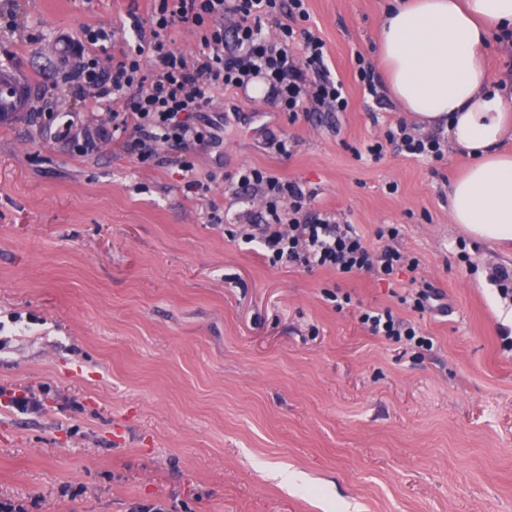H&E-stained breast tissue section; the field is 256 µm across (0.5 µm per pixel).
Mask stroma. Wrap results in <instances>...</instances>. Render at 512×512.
Segmentation results:
<instances>
[{"mask_svg":"<svg viewBox=\"0 0 512 512\" xmlns=\"http://www.w3.org/2000/svg\"><path fill=\"white\" fill-rule=\"evenodd\" d=\"M391 2L308 0L347 111L292 124L266 96L220 89L210 117L222 143L161 144L139 164L113 145L110 106L62 75L83 25L111 29L100 52L111 64L150 0H0V68L33 89L0 125V501L24 512H512V302L493 280L512 269V242L450 223L448 184L467 157L355 156L405 118L356 76ZM283 134L287 157L271 145ZM87 139L93 150L76 152ZM244 167L315 190L316 208L369 247L397 225L419 268L390 286L270 266L242 237L262 221L261 193L227 181ZM190 177L200 191L186 190ZM413 277L439 293L438 309L402 303ZM336 293L351 305L337 309ZM362 308L415 323L432 349L371 335ZM23 394L39 408L14 411Z\"/></svg>","mask_w":512,"mask_h":512,"instance_id":"35a3bbf8","label":"stroma"}]
</instances>
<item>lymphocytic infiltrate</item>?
<instances>
[{
  "label": "lymphocytic infiltrate",
  "instance_id": "1",
  "mask_svg": "<svg viewBox=\"0 0 512 512\" xmlns=\"http://www.w3.org/2000/svg\"><path fill=\"white\" fill-rule=\"evenodd\" d=\"M309 18L307 0H152L149 26L140 30L134 51L104 69L93 49L108 42L111 32L83 27L90 52L63 79L111 104L115 144L142 164L153 158L158 143L211 141L212 132L197 119L210 108L218 89H244L263 80L268 97L292 124L314 112L346 111L344 84L332 75L325 43L308 28ZM272 24L277 27L273 37L267 33ZM182 30L194 35L198 53L174 49L173 35ZM147 52L156 60L155 69L143 67ZM389 146L414 160L439 162L445 155L438 137L420 135L403 122L387 125L366 152L377 160ZM231 181L262 193L265 222L245 240L258 242L271 264L327 268L343 277L371 272L387 283L420 264L393 246L399 235L395 225L377 231L378 238L389 239V246L371 249L353 225L312 210L315 194L298 182L257 167L239 169ZM358 319L372 335L424 350L433 346L419 327L390 309H366Z\"/></svg>",
  "mask_w": 512,
  "mask_h": 512
}]
</instances>
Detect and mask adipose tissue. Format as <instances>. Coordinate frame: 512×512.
<instances>
[{"label":"adipose tissue","instance_id":"ef3b65f1","mask_svg":"<svg viewBox=\"0 0 512 512\" xmlns=\"http://www.w3.org/2000/svg\"><path fill=\"white\" fill-rule=\"evenodd\" d=\"M512 25V0H400L380 19L376 56L390 97L420 123L444 129L473 158L448 188L452 223L489 242L512 241V101L490 82L491 28Z\"/></svg>","mask_w":512,"mask_h":512}]
</instances>
